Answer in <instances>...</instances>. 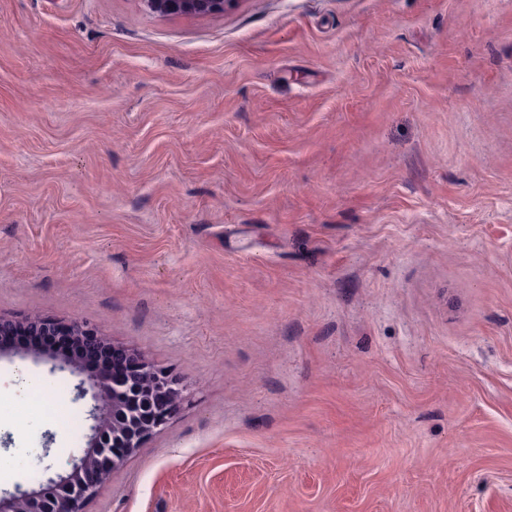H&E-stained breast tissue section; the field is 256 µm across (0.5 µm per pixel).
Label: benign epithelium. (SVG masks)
Returning a JSON list of instances; mask_svg holds the SVG:
<instances>
[{
    "mask_svg": "<svg viewBox=\"0 0 512 512\" xmlns=\"http://www.w3.org/2000/svg\"><path fill=\"white\" fill-rule=\"evenodd\" d=\"M149 12L161 17H196L220 14L237 0H141ZM39 332L63 331L80 338L85 354L96 353L104 343L98 331L87 324L67 323L51 316L31 322ZM22 353L52 363L81 377L78 396H90L94 420L87 446L68 458L62 470L41 488L20 490L0 497V512H85L112 471L123 459L163 430L183 399L177 383L141 359L124 371L91 370L83 356L59 354L47 348L24 349Z\"/></svg>",
    "mask_w": 512,
    "mask_h": 512,
    "instance_id": "1",
    "label": "benign epithelium"
}]
</instances>
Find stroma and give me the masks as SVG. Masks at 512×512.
<instances>
[{"label": "stroma", "mask_w": 512, "mask_h": 512, "mask_svg": "<svg viewBox=\"0 0 512 512\" xmlns=\"http://www.w3.org/2000/svg\"><path fill=\"white\" fill-rule=\"evenodd\" d=\"M0 315L185 395L86 512H512V0H0ZM78 382L0 345L1 495ZM149 12L161 17H196L224 13L237 0H141ZM21 324H30L35 326L37 332L63 331L71 336L80 338L85 346V354L96 353L105 342L98 331L87 324L79 322L67 323L51 316H44L34 321L15 320L0 316V335L3 342L28 341L34 343L50 344L59 350L67 352H79L81 350L78 340L73 337H60L56 340V336L30 335L27 333L16 334ZM16 334L14 336H5Z\"/></svg>", "instance_id": "1"}]
</instances>
